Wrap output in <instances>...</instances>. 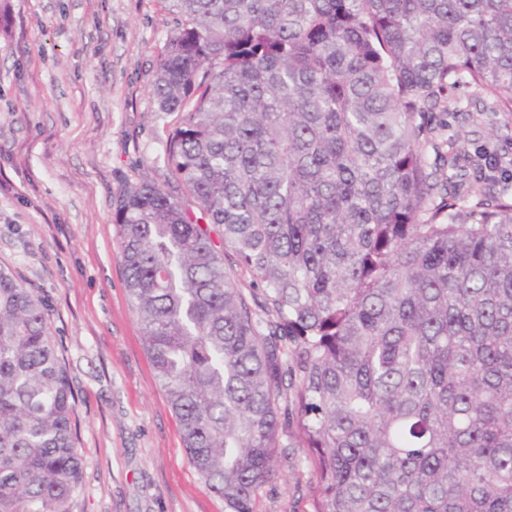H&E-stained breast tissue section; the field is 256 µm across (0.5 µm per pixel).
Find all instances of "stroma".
Masks as SVG:
<instances>
[{"label":"stroma","instance_id":"obj_1","mask_svg":"<svg viewBox=\"0 0 512 512\" xmlns=\"http://www.w3.org/2000/svg\"><path fill=\"white\" fill-rule=\"evenodd\" d=\"M175 26L162 0H0V265L45 299L67 353L84 464L71 512H224L155 377L112 220L129 184L167 173L177 117L151 84ZM493 102L445 92L433 138L512 159V116ZM275 469L258 512H312L305 449Z\"/></svg>","mask_w":512,"mask_h":512}]
</instances>
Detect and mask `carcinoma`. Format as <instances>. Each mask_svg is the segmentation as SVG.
Listing matches in <instances>:
<instances>
[{
	"instance_id": "obj_1",
	"label": "carcinoma",
	"mask_w": 512,
	"mask_h": 512,
	"mask_svg": "<svg viewBox=\"0 0 512 512\" xmlns=\"http://www.w3.org/2000/svg\"><path fill=\"white\" fill-rule=\"evenodd\" d=\"M164 2L171 177L114 223L192 467L225 512L290 448L312 512H512V188L458 194L468 143L428 140L461 84L512 114V0ZM75 407L0 267V512H70Z\"/></svg>"
}]
</instances>
